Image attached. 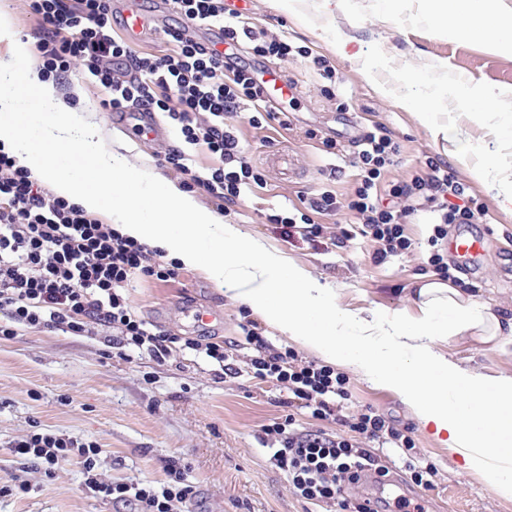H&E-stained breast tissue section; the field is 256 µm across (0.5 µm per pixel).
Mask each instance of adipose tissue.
Returning a JSON list of instances; mask_svg holds the SVG:
<instances>
[{
	"instance_id": "adipose-tissue-1",
	"label": "adipose tissue",
	"mask_w": 512,
	"mask_h": 512,
	"mask_svg": "<svg viewBox=\"0 0 512 512\" xmlns=\"http://www.w3.org/2000/svg\"><path fill=\"white\" fill-rule=\"evenodd\" d=\"M461 23L454 37L476 34L492 47L512 50V32L494 18L492 0H457ZM0 40L10 46L0 59V145L17 166L47 180L52 191L82 206L101 210L105 190L119 176L134 184L112 207L123 236L201 270L218 287L246 304L302 347L330 364L356 367L398 393L445 444L461 454L468 469L502 495H512V377L491 380L468 372L434 349V337L464 334L485 343L512 341V317L449 283L428 280L418 289L421 315L366 321L343 309L335 291L289 262L281 251L245 234L238 225L203 207L176 183L159 181L151 170L112 151L98 114L79 112L59 97L52 82L33 65L34 41L17 33L11 12L0 6ZM26 71H18L19 62ZM49 104L52 119L31 131L30 95ZM73 151L91 176L78 181L58 168L53 155Z\"/></svg>"
}]
</instances>
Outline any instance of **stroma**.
<instances>
[{
    "mask_svg": "<svg viewBox=\"0 0 512 512\" xmlns=\"http://www.w3.org/2000/svg\"><path fill=\"white\" fill-rule=\"evenodd\" d=\"M224 2L255 31L285 35L296 48L278 59L253 54L246 40L238 46L240 60L257 74L281 76L295 90L293 101L278 103L283 119L257 129L240 118L239 136L265 184L254 195L224 204L219 210L225 221L329 283L342 308L365 318L419 316L413 294L420 279L434 273L427 259L432 250L448 251L447 240L433 241V225H407L413 252L379 265L366 239L341 248H315L286 239L268 222L269 215L326 185L344 197L347 175H330L340 159L325 152L323 140L346 147L373 123L384 124L401 147L387 180L405 178L434 157L485 202L483 223L448 227L449 237H485L475 267L457 271V286L472 288L492 311L512 317V217L499 209L495 187L470 173L481 160L480 147L493 139L492 127L512 120V52L495 50L476 36L465 41L448 36L429 21L426 0H404L394 12L384 0H345L338 9L325 6L324 0H297L293 16L279 12L275 0ZM334 37L346 41V55L332 50ZM318 56L335 67L337 81L317 75L313 60ZM417 73L427 78L436 101V112L426 123L402 104ZM476 86L500 94L498 113L473 112L469 97ZM343 101L348 110H339ZM101 119L110 145H126L138 165L182 183L183 174L164 161L175 132L147 140L114 124L111 113H102ZM439 125L447 127V135L436 133ZM277 151L293 157V174L269 164V154ZM126 295L137 317L178 337L165 362L131 350L116 355L110 346L112 330L101 325L84 336L21 328L0 339V480L15 475L28 485L26 493L0 496V512H130L88 491L76 461L62 463L48 476L11 454L13 441L48 429L97 443L102 449L98 472L106 481H156L167 462H178L198 490L193 512H316L291 495L285 473L271 458L272 443L263 428L282 416L279 402L287 392L275 381L253 379L246 369L253 350L241 330L245 305L225 295L202 271L186 267L169 282L136 278ZM215 309L223 313L222 321L198 322L197 312ZM189 340L233 347L240 375H225L217 362L186 348ZM433 345L461 368L491 379L512 377L511 343L499 347L475 336H457L435 338ZM345 372L350 409L370 406L410 427L418 450L437 470L432 489L404 486L401 495L424 505L425 512H512V498L469 471L396 393L354 367Z\"/></svg>",
    "mask_w": 512,
    "mask_h": 512,
    "instance_id": "stroma-1",
    "label": "stroma"
}]
</instances>
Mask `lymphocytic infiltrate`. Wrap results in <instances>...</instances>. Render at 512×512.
<instances>
[{
	"instance_id": "f902f5d3",
	"label": "lymphocytic infiltrate",
	"mask_w": 512,
	"mask_h": 512,
	"mask_svg": "<svg viewBox=\"0 0 512 512\" xmlns=\"http://www.w3.org/2000/svg\"><path fill=\"white\" fill-rule=\"evenodd\" d=\"M187 26L165 31L166 53L142 56L112 34L108 0H29L39 19L35 36L42 68L61 79L78 70L101 89L99 106L112 112L146 105L167 113L184 142L164 154L166 163L180 170L184 185L203 191L224 205L252 193L261 178L239 145L234 119L249 112V124L262 127L274 113L254 72L210 52L189 34V25H220L224 41L237 46L252 37L260 56L288 57L293 47L280 36H251L239 20L228 18L224 0H175ZM400 146L387 128L377 124L354 142L350 165L354 188L346 201L335 192L320 191L308 201V211L270 215L282 235L312 245H339L355 237L369 239L374 259L385 263L407 253L412 242L405 227L419 215H429L435 240L448 235L451 224L482 223L483 203L469 195L448 167L427 161L425 170L401 181L385 180ZM348 210L352 223L327 232L312 223L311 213ZM146 245L127 239L101 223L79 205L55 196L28 169L16 166L0 148V310L9 325L0 336L14 335L16 326L88 333L90 325L111 327L118 352L142 349L165 362L177 342L165 330L131 313L123 291L137 276L168 281L177 275V262L160 263ZM255 353L249 370L259 381L274 380L288 391L284 420L265 428L278 447L272 457L286 474L292 494L323 512H392L406 500L390 502L369 496L366 484H386L390 468L380 447L402 449L403 467L410 481L432 487L437 474L418 456L407 428L379 410L351 413L349 379L338 369L305 361L292 349L267 343L256 322L243 324ZM306 409L312 418L336 420L339 433L300 428L294 410ZM14 455L52 474L63 461L82 467L86 487L95 495L134 506L136 512H187L197 490L178 464L165 471L163 482H108L97 473L101 448L61 432L35 433L15 441Z\"/></svg>"
}]
</instances>
